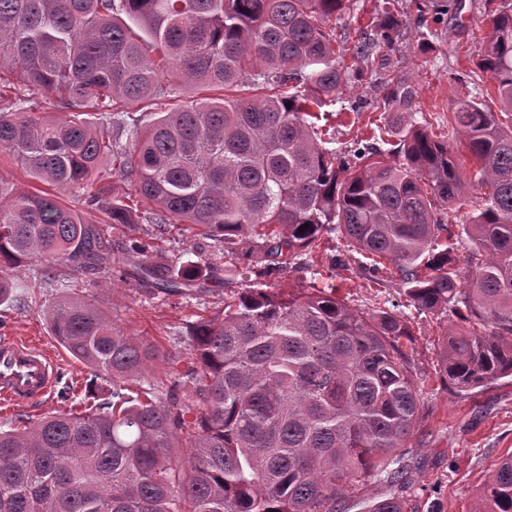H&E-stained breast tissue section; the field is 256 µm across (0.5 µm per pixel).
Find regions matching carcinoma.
<instances>
[{"instance_id":"1","label":"carcinoma","mask_w":512,"mask_h":512,"mask_svg":"<svg viewBox=\"0 0 512 512\" xmlns=\"http://www.w3.org/2000/svg\"><path fill=\"white\" fill-rule=\"evenodd\" d=\"M359 0H0V154L34 185L0 179V270L45 265L52 285L112 265L103 224L59 201L85 191L99 208L105 179L152 204L160 234L172 224L273 271L340 232L364 257L396 270L419 312L441 308L451 329L441 364L459 394L512 377V124L484 92L459 101L454 139L479 164L474 202L448 141L412 108L401 78L350 104L390 113L372 141L341 155L314 113L342 99L347 70L330 22ZM491 36L478 68L512 115V0H485ZM385 0L378 23L351 50L359 64L395 44L400 20ZM437 40L438 13L418 5ZM135 26H130L128 21ZM223 90L181 102L145 129L128 109L178 97L181 87ZM62 115L42 112L44 98ZM395 137L385 151L384 135ZM466 219L475 270L461 279L437 203ZM129 193L112 194L107 223L134 224ZM304 231H299V228ZM154 288L208 294L194 261H141ZM45 320L76 360L112 379V401L58 411L23 430L0 429V512H340L355 484L393 489L368 512H404L413 461L407 442L424 413L403 340L405 314L372 313L314 286L306 294L247 288L190 335L195 425L187 464L171 461L187 407L133 397L159 357L89 301L59 296ZM475 512H512V456L501 460Z\"/></svg>"}]
</instances>
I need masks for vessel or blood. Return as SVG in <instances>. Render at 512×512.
<instances>
[{
    "mask_svg": "<svg viewBox=\"0 0 512 512\" xmlns=\"http://www.w3.org/2000/svg\"><path fill=\"white\" fill-rule=\"evenodd\" d=\"M56 363L40 345L16 336L0 337V401L34 406L53 393Z\"/></svg>",
    "mask_w": 512,
    "mask_h": 512,
    "instance_id": "1",
    "label": "vessel or blood"
}]
</instances>
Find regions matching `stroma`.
<instances>
[{
    "instance_id": "stroma-1",
    "label": "stroma",
    "mask_w": 512,
    "mask_h": 512,
    "mask_svg": "<svg viewBox=\"0 0 512 512\" xmlns=\"http://www.w3.org/2000/svg\"><path fill=\"white\" fill-rule=\"evenodd\" d=\"M485 0H462L460 14H443L444 35L425 44L417 24L415 0H399L402 35L392 49L377 51L363 63L361 77L353 78L348 100L379 94L377 79L388 71L404 76L412 90V106L429 122L447 125L457 100L473 96L477 63L489 35ZM384 113H360L333 105L318 123L336 135V149L348 151L372 137ZM148 223L136 230L112 227V265L100 273L74 274L70 290L100 307L127 335L151 343L159 359L149 366L132 392L177 398L190 403L193 386L178 382L180 372L192 366L189 336L200 318L214 316L225 296L257 285L273 293L301 295L311 285L336 287L339 296L365 312L382 308L385 300L402 302L412 340L408 355L421 379L426 418L411 440L415 467L405 493L406 512H474L495 463L512 454V377L503 378L458 395L442 374L440 343L458 319L448 311L417 312L407 305L396 277L372 276L371 262L348 248L340 234L323 238L287 268L261 272L219 253L212 240L169 231L152 236ZM148 247V258L163 262L179 256L198 262L217 278L219 290L209 296L163 295L141 282L126 256L132 241ZM43 265H34L13 281L14 300L0 306V336H21L40 341L57 362L67 396L52 393L33 409L0 405V428L24 429L38 418L70 408H94L110 401L112 385L93 379L91 368L75 361L51 336L44 313L59 289L44 282Z\"/></svg>"
}]
</instances>
